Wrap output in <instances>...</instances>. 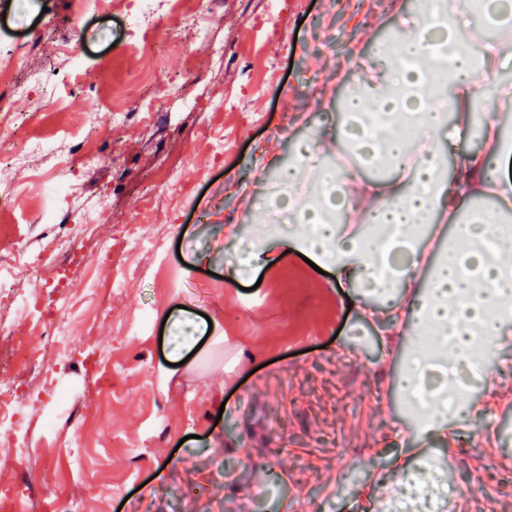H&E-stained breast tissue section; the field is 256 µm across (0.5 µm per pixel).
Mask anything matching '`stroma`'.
Segmentation results:
<instances>
[{"mask_svg": "<svg viewBox=\"0 0 512 512\" xmlns=\"http://www.w3.org/2000/svg\"><path fill=\"white\" fill-rule=\"evenodd\" d=\"M408 0H281L276 26L267 0H213L192 36L187 23L161 19L154 47L139 44L125 0L88 11L82 0H0V46L24 58L28 92L10 100L16 148L31 143L47 93L35 77L64 69L69 52L83 59L85 89L64 95L55 122L77 130L94 113L99 139L92 168L71 177L87 202L105 196L87 233L62 240L52 263L75 290L81 330L54 368L34 362L18 376L0 364V386L19 387L17 404L31 426L33 454L0 444V482H19L18 512H306L317 503L349 512L354 501L378 512L394 468L443 470L453 490L447 512H501L512 505V418L499 409L449 415L454 447L430 438L411 447L395 402L396 367L382 365L381 343L399 346L388 312L372 295L354 303L333 267L317 272L298 253L260 267L232 285L229 230L249 234L303 139L331 142L342 128L335 102L365 74L372 47ZM224 60L214 63L216 43ZM203 75L210 95L183 112L129 116L111 138L112 115L101 96L134 102L171 89L184 64ZM223 153L200 147L203 130ZM120 146L126 161L112 163ZM52 153L0 156V193L12 199L0 225L27 252L50 233L35 218L45 188L61 174ZM181 170L189 192L149 178L160 167ZM151 206H134L146 188ZM112 258L101 261L105 247ZM197 324L200 349L174 365L165 340L181 321ZM484 372L465 390V405L498 388L512 401V340L489 348ZM82 390L57 420L61 447L42 428L54 391Z\"/></svg>", "mask_w": 512, "mask_h": 512, "instance_id": "35a3bbf8", "label": "stroma"}]
</instances>
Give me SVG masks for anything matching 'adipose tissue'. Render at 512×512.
<instances>
[{"label": "adipose tissue", "instance_id": "obj_1", "mask_svg": "<svg viewBox=\"0 0 512 512\" xmlns=\"http://www.w3.org/2000/svg\"><path fill=\"white\" fill-rule=\"evenodd\" d=\"M446 17L451 25L444 35L443 50L434 58L445 67L450 80L435 84L428 69L419 65L428 46L418 35L419 24H434ZM475 27L471 0H434L420 21L400 16L397 23L396 58L378 49L373 75L351 90L347 111L372 110L370 135L364 148L372 156L391 159L397 171H411L409 182L394 179L364 182L350 172L318 164L313 142H299V161L280 175L289 187H307L322 198L338 196L354 206L370 202L369 224L380 227L377 235L348 231L346 225L329 223L321 208L300 207L306 232L283 237L277 249L261 246L266 226L279 225L281 213L270 205L265 225L257 226L236 249L230 282H237L258 264L277 263L293 250L323 259L336 271L337 280L350 288L379 292L397 327L428 326L438 338L434 349L411 348L398 375L397 388L407 402L421 401L419 378L429 366H437L445 381H452L460 362L473 359L477 337L505 338V323L495 309L512 303V236L493 234L492 223L482 213L455 224V241L467 252L430 253L428 244L416 241L415 225L428 223L431 215H456L469 201L493 197L512 204V181L501 176L499 164L507 152L494 124H486L483 147L462 151L459 141L471 132L470 109L482 99L496 105L512 104V85L500 71L512 61V33L503 32L495 43L478 45L467 33ZM452 152V176L439 177L437 159ZM410 248L412 261L399 272L387 273L386 258L393 246ZM429 265V284L419 279L420 265ZM400 283L404 295L395 298L390 286ZM435 500L436 483H424L420 471L403 468L399 479L380 502L381 512H409L411 494Z\"/></svg>", "mask_w": 512, "mask_h": 512}]
</instances>
